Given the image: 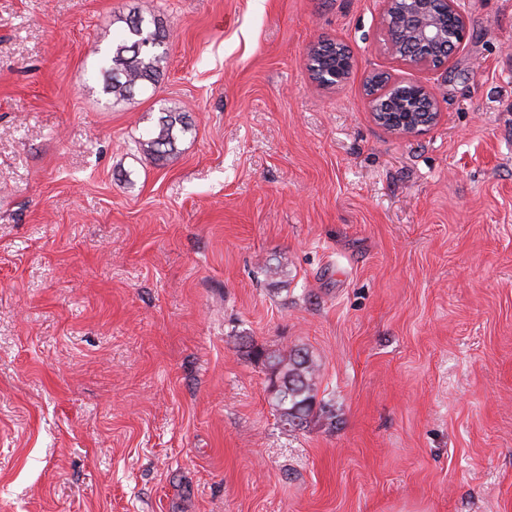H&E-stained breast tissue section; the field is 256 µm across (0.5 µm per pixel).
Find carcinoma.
Wrapping results in <instances>:
<instances>
[{
	"instance_id": "1",
	"label": "carcinoma",
	"mask_w": 512,
	"mask_h": 512,
	"mask_svg": "<svg viewBox=\"0 0 512 512\" xmlns=\"http://www.w3.org/2000/svg\"><path fill=\"white\" fill-rule=\"evenodd\" d=\"M118 21L125 24L122 38L104 51L100 69L102 92L114 103L126 101L137 90L157 82L169 38L164 22L152 14L120 17ZM165 112L140 143L144 153L158 158L173 152L178 134L188 131L184 114L175 108ZM276 365L272 376L281 382L276 393L280 421L291 428L300 426L312 411L317 366L308 354L297 350L277 356Z\"/></svg>"
}]
</instances>
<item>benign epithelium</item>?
<instances>
[{
	"mask_svg": "<svg viewBox=\"0 0 512 512\" xmlns=\"http://www.w3.org/2000/svg\"><path fill=\"white\" fill-rule=\"evenodd\" d=\"M386 49L396 60L425 70H439L463 50L467 18L462 0H383ZM308 58L329 60L310 73L324 89L342 88L353 71V59L339 41L310 43ZM367 102L374 120L398 138L418 136L440 117L434 92L420 82L392 79L385 74L366 78Z\"/></svg>",
	"mask_w": 512,
	"mask_h": 512,
	"instance_id": "7a95c632",
	"label": "benign epithelium"
}]
</instances>
